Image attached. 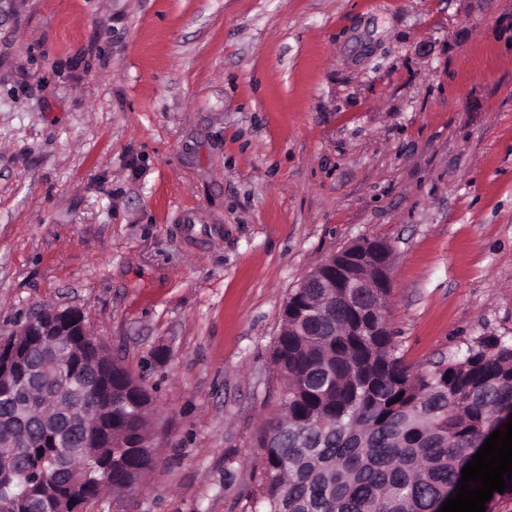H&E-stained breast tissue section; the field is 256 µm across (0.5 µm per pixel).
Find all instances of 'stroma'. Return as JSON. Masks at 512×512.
Here are the masks:
<instances>
[{"label":"stroma","mask_w":512,"mask_h":512,"mask_svg":"<svg viewBox=\"0 0 512 512\" xmlns=\"http://www.w3.org/2000/svg\"><path fill=\"white\" fill-rule=\"evenodd\" d=\"M367 239L406 365L512 342V0H0V338L83 311L160 436L87 512H259L283 306ZM392 254L390 247L385 244L377 253L373 261V271L376 275V280L383 286L387 285L391 288V268H392Z\"/></svg>","instance_id":"stroma-1"}]
</instances>
